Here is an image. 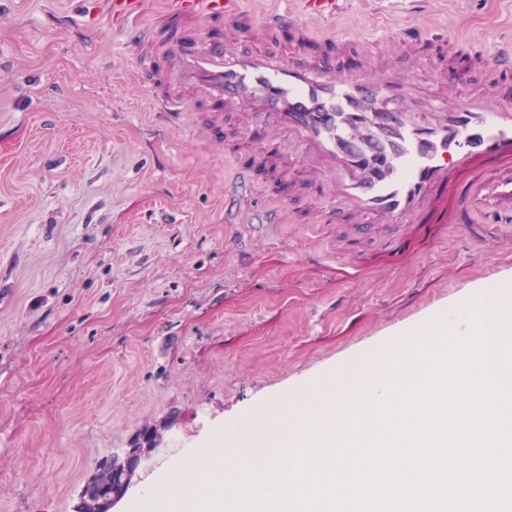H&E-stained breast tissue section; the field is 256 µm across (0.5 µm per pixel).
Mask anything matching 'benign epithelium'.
Instances as JSON below:
<instances>
[{"mask_svg":"<svg viewBox=\"0 0 512 512\" xmlns=\"http://www.w3.org/2000/svg\"><path fill=\"white\" fill-rule=\"evenodd\" d=\"M161 441L156 428L139 431L126 448L101 458L94 472L80 487L74 512H116L115 507L133 485V478L145 459Z\"/></svg>","mask_w":512,"mask_h":512,"instance_id":"obj_1","label":"benign epithelium"}]
</instances>
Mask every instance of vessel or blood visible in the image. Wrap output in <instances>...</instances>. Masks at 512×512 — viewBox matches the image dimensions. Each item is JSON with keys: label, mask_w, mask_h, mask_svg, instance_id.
Returning <instances> with one entry per match:
<instances>
[{"label": "vessel or blood", "mask_w": 512, "mask_h": 512, "mask_svg": "<svg viewBox=\"0 0 512 512\" xmlns=\"http://www.w3.org/2000/svg\"><path fill=\"white\" fill-rule=\"evenodd\" d=\"M293 2L257 22L245 0H165L162 23L170 34L130 38L141 75L160 84L158 112L178 120L191 94L211 109L214 131L231 112L245 134L286 132L288 144L264 146L265 160L301 151L326 222L355 223L363 236L378 224L468 226L476 214L487 224L512 223V102L492 105L472 95L417 103L400 73L340 76L328 50L282 59L258 49L271 32L303 20L334 22L340 0ZM212 22L247 48L196 40V29ZM161 57L173 67L159 77Z\"/></svg>", "instance_id": "1"}]
</instances>
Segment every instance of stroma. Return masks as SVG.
<instances>
[{"label":"stroma","instance_id":"stroma-1","mask_svg":"<svg viewBox=\"0 0 512 512\" xmlns=\"http://www.w3.org/2000/svg\"><path fill=\"white\" fill-rule=\"evenodd\" d=\"M348 36L337 74L400 71L441 97L512 96L485 67L512 0H348L330 27L276 33L288 57ZM437 53L455 80L423 62ZM204 103L163 129L107 0H0V512H73L97 462L164 435L122 512L259 408L512 288V225L327 224ZM251 197L229 204V160Z\"/></svg>","mask_w":512,"mask_h":512}]
</instances>
